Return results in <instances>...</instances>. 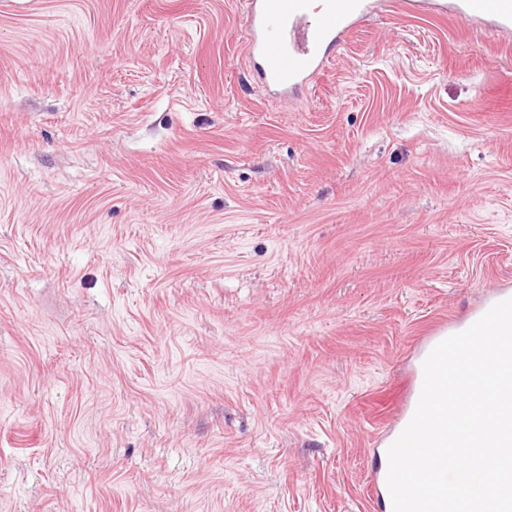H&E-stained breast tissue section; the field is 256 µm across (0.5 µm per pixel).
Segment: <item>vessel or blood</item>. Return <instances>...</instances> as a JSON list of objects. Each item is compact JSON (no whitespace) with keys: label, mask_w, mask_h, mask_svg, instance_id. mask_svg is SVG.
<instances>
[{"label":"vessel or blood","mask_w":512,"mask_h":512,"mask_svg":"<svg viewBox=\"0 0 512 512\" xmlns=\"http://www.w3.org/2000/svg\"><path fill=\"white\" fill-rule=\"evenodd\" d=\"M245 0L247 51L258 58L264 85L284 92L310 85L325 69L330 54L342 44L374 0ZM406 10L453 11L466 21H482L493 29L512 31V0H403Z\"/></svg>","instance_id":"1"}]
</instances>
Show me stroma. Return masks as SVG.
<instances>
[{"instance_id":"stroma-1","label":"stroma","mask_w":512,"mask_h":512,"mask_svg":"<svg viewBox=\"0 0 512 512\" xmlns=\"http://www.w3.org/2000/svg\"><path fill=\"white\" fill-rule=\"evenodd\" d=\"M242 0H0V512H373L418 345L512 290V34L377 6L282 96Z\"/></svg>"}]
</instances>
